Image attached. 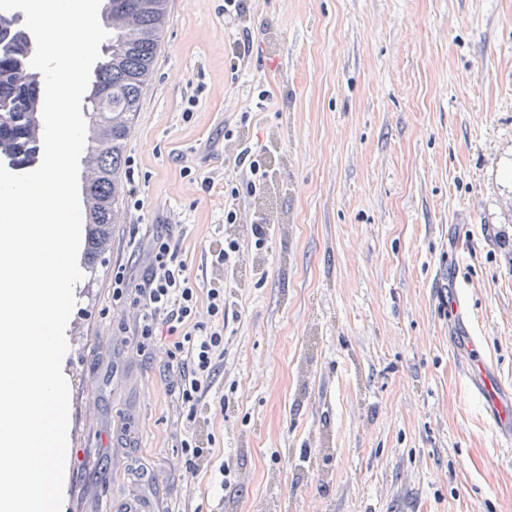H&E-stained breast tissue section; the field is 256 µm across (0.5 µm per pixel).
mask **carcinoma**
Returning <instances> with one entry per match:
<instances>
[{
  "instance_id": "1",
  "label": "carcinoma",
  "mask_w": 512,
  "mask_h": 512,
  "mask_svg": "<svg viewBox=\"0 0 512 512\" xmlns=\"http://www.w3.org/2000/svg\"><path fill=\"white\" fill-rule=\"evenodd\" d=\"M168 17V0H107L105 20L112 41L103 50L85 97L82 223L84 265L92 269L112 246V226L124 193L125 144L152 75ZM33 44L20 35L0 38V162L28 169L40 151L44 84L30 60Z\"/></svg>"
}]
</instances>
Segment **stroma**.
Here are the masks:
<instances>
[{
  "label": "stroma",
  "instance_id": "obj_1",
  "mask_svg": "<svg viewBox=\"0 0 512 512\" xmlns=\"http://www.w3.org/2000/svg\"><path fill=\"white\" fill-rule=\"evenodd\" d=\"M223 3L169 0L126 147L144 208L74 290L61 512H224L226 461L239 512H512V426L463 377L457 328L511 401L512 0H249L236 79ZM228 120L267 148L274 235L235 275L232 344L196 424L215 453L187 487L163 368L118 336L132 313L112 268L140 259L135 224H173L189 272L223 281L210 242L249 233L224 221Z\"/></svg>",
  "mask_w": 512,
  "mask_h": 512
}]
</instances>
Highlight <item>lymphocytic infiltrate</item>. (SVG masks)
<instances>
[{
	"label": "lymphocytic infiltrate",
	"mask_w": 512,
	"mask_h": 512,
	"mask_svg": "<svg viewBox=\"0 0 512 512\" xmlns=\"http://www.w3.org/2000/svg\"><path fill=\"white\" fill-rule=\"evenodd\" d=\"M246 0H224V24L236 36L227 57L232 76L249 70L251 38L241 29ZM224 140L233 147V166L224 179V221L239 223L247 198L256 196L270 173L262 144L244 138L240 126H225ZM273 229L260 214H253L247 240L225 237L216 240L209 254L213 266L234 271L244 252L263 253L269 248ZM112 299L130 302L134 323L123 333L137 352L159 356L167 373L172 410L181 427L174 439L181 450L180 471L184 481L207 468L214 450L199 439L194 425L200 418L217 372L228 350L227 329L233 307L226 284L201 287L192 278L182 257V242L173 232H155L149 264L139 277L126 265L112 268Z\"/></svg>",
	"instance_id": "1"
}]
</instances>
